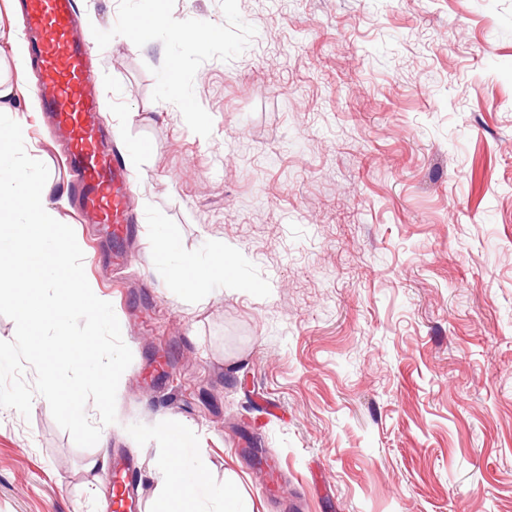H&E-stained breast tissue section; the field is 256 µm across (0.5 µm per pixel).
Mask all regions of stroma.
<instances>
[{"label": "stroma", "instance_id": "obj_1", "mask_svg": "<svg viewBox=\"0 0 512 512\" xmlns=\"http://www.w3.org/2000/svg\"><path fill=\"white\" fill-rule=\"evenodd\" d=\"M12 3L0 104L88 281L146 321L94 446L45 398L0 410V512H102L119 456L156 512L168 448L199 512H283L250 448L293 512H512V0H79L141 220L120 271L35 122ZM219 252L230 281L182 295L172 271Z\"/></svg>", "mask_w": 512, "mask_h": 512}]
</instances>
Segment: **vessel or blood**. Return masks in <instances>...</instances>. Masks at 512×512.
Returning <instances> with one entry per match:
<instances>
[{"label":"vessel or blood","instance_id":"vessel-or-blood-1","mask_svg":"<svg viewBox=\"0 0 512 512\" xmlns=\"http://www.w3.org/2000/svg\"><path fill=\"white\" fill-rule=\"evenodd\" d=\"M25 19L41 82V110L54 127L55 157L67 173L69 201L80 221L104 225L115 246L138 234L131 207L133 186L112 135L100 117L95 72L88 56L90 35L78 25L77 0H25ZM135 466L116 464L112 480L124 495L119 512H141Z\"/></svg>","mask_w":512,"mask_h":512}]
</instances>
